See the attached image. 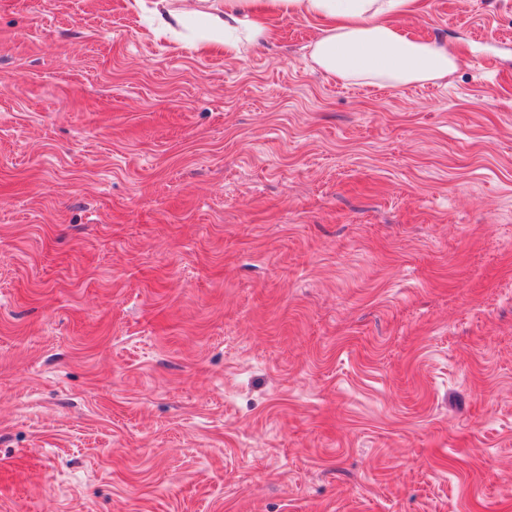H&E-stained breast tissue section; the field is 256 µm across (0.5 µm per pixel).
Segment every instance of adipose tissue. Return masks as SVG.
Instances as JSON below:
<instances>
[{"label":"adipose tissue","instance_id":"obj_1","mask_svg":"<svg viewBox=\"0 0 512 512\" xmlns=\"http://www.w3.org/2000/svg\"><path fill=\"white\" fill-rule=\"evenodd\" d=\"M419 8L420 0H224L222 10L201 12L152 0L150 12L157 37L196 28L204 33L203 49L228 56L270 40L271 16L307 15L321 23L310 45L315 67L355 84L397 87L443 80L457 65L447 46L399 25V18Z\"/></svg>","mask_w":512,"mask_h":512}]
</instances>
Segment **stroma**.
<instances>
[{
  "instance_id": "1",
  "label": "stroma",
  "mask_w": 512,
  "mask_h": 512,
  "mask_svg": "<svg viewBox=\"0 0 512 512\" xmlns=\"http://www.w3.org/2000/svg\"><path fill=\"white\" fill-rule=\"evenodd\" d=\"M436 83L0 0V512H512V0Z\"/></svg>"
}]
</instances>
